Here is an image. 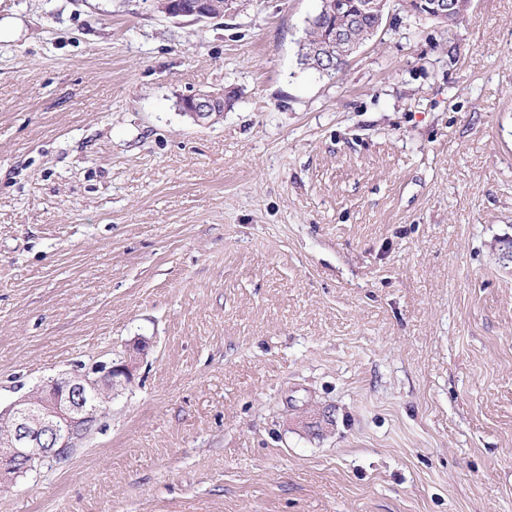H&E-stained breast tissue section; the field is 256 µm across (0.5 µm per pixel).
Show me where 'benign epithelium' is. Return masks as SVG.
Wrapping results in <instances>:
<instances>
[{
	"instance_id": "7a95c632",
	"label": "benign epithelium",
	"mask_w": 512,
	"mask_h": 512,
	"mask_svg": "<svg viewBox=\"0 0 512 512\" xmlns=\"http://www.w3.org/2000/svg\"><path fill=\"white\" fill-rule=\"evenodd\" d=\"M387 0H320L321 13L350 16L358 20L373 16L382 24ZM470 0H406L407 9L418 16L443 23L455 12L470 8ZM158 8L171 17H192L196 21L215 15L240 12L238 0H161ZM358 49L348 34L331 32L314 48L318 61L344 60ZM224 101V92L199 91L191 95L186 112L200 123L210 109ZM136 346L119 360L79 366L65 376L36 386L8 407L0 410V484L12 482L47 456L68 459L97 431L109 413L112 399L129 385L138 365Z\"/></svg>"
}]
</instances>
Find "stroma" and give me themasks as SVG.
<instances>
[{
    "label": "stroma",
    "instance_id": "35a3bbf8",
    "mask_svg": "<svg viewBox=\"0 0 512 512\" xmlns=\"http://www.w3.org/2000/svg\"><path fill=\"white\" fill-rule=\"evenodd\" d=\"M318 6L0 0V408L144 346L0 512H512V0ZM215 4L213 0H163L159 1L158 8L171 17H193L202 21L215 16ZM351 0H321L320 13L328 14L330 16H352L355 20H360L364 16H373L377 20V25H381L386 13L387 0H359L357 3L352 4ZM380 28V27H379ZM373 29V24L369 17H364L360 25L357 26L354 32V37L360 43L369 42L376 35L378 29ZM374 35V36H373ZM471 1L466 0H408L407 9L418 16L428 17L443 23L448 22L451 13L464 12L470 8ZM335 25V20H330L327 17H320L315 13L310 17V23L306 28V36L301 44L299 53V63L304 66L305 69L314 70L317 69L312 65L311 50L317 41L323 37V33ZM319 73V72H318ZM358 48V44L350 35L333 31L316 45L314 57L318 62L326 60L331 63L334 58L338 61L347 60L346 58ZM191 96L190 107L186 112L198 123H204L202 118L212 107L224 103V92L199 91Z\"/></svg>",
    "mask_w": 512,
    "mask_h": 512
}]
</instances>
